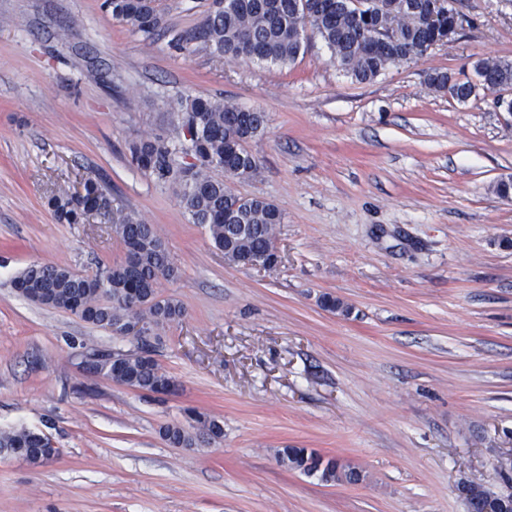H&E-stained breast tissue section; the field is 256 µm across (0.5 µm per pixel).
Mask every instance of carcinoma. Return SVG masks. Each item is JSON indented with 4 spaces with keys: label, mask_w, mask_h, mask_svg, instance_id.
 <instances>
[{
    "label": "carcinoma",
    "mask_w": 512,
    "mask_h": 512,
    "mask_svg": "<svg viewBox=\"0 0 512 512\" xmlns=\"http://www.w3.org/2000/svg\"><path fill=\"white\" fill-rule=\"evenodd\" d=\"M112 18L129 26L146 41L164 28V14L156 0H107ZM454 10H442L437 0H210L202 27L192 34L212 53L227 59L246 57L245 45L254 47L251 60L288 65L304 53L308 33L319 36L338 69L358 82L371 81L391 66L423 55L431 46L446 43L448 30L459 28ZM383 31L375 44L372 33ZM478 81L452 79L435 72L428 85L466 103L479 91L494 92L512 87V66L504 61H475ZM181 124L197 129V138L186 149L160 138H147L129 147L133 164L157 181L175 188L190 222L204 227L215 246L230 263L260 260L269 252L282 223V213L273 203L234 194L221 171L238 180H248L259 170L258 159L246 149L249 140L264 132L266 115L246 110L222 99L189 94L177 102ZM187 151L195 162L181 163L178 153ZM57 219L65 224L84 223L85 208L79 206L71 186L57 187L49 201ZM122 241L124 260L81 274L55 263H32L14 280L15 290L27 297L45 295L47 306L77 316L115 337L132 322L142 324L133 336L137 347L126 352H101L89 369L115 383L150 393L166 394L176 386L152 354L167 325L183 316V307L173 299L159 298L164 281L176 276L177 266L153 224L133 214H119L111 222ZM193 431L180 426L166 429L175 447H191L204 439L220 438L223 427L204 413L193 415ZM28 450V463L42 465L52 452L48 437L25 427L0 432V449ZM282 460L307 474L320 473L326 482L343 476L356 482L360 473L339 471L336 460L325 459L305 448H286Z\"/></svg>",
    "instance_id": "cac0c4a2"
}]
</instances>
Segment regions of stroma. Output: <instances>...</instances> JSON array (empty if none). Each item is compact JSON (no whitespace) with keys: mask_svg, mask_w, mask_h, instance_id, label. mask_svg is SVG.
<instances>
[{"mask_svg":"<svg viewBox=\"0 0 512 512\" xmlns=\"http://www.w3.org/2000/svg\"><path fill=\"white\" fill-rule=\"evenodd\" d=\"M453 42L359 83L318 37L294 64L227 60L189 37L205 0H158L146 42L104 0H0V431L47 435L41 466L0 457V512H469L461 485L512 492V115L427 76L512 61V0H451ZM203 93L258 109L257 175L239 196L280 209L276 267L225 261L130 142L182 140L175 104ZM97 177L110 210L156 225L179 268L159 295L184 317L156 357V395L84 373L88 348L130 350L17 293L30 263L89 273L124 257L107 213L60 223L56 185ZM339 300L337 310L323 297ZM221 420L190 448L160 430ZM361 472L326 482L279 453Z\"/></svg>","mask_w":512,"mask_h":512,"instance_id":"35a3bbf8","label":"stroma"}]
</instances>
